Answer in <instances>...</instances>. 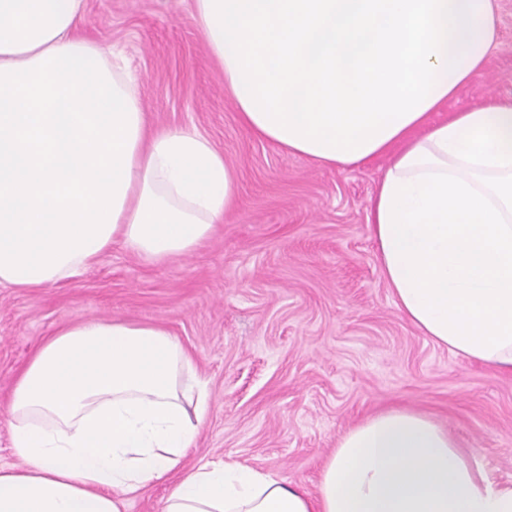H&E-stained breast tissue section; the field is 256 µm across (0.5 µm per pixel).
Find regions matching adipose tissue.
I'll return each instance as SVG.
<instances>
[{"instance_id":"obj_1","label":"adipose tissue","mask_w":512,"mask_h":512,"mask_svg":"<svg viewBox=\"0 0 512 512\" xmlns=\"http://www.w3.org/2000/svg\"><path fill=\"white\" fill-rule=\"evenodd\" d=\"M242 126L328 167L389 164L367 208L381 274L423 336L512 374V100L430 123L485 68L495 0H192ZM86 0H0V285L71 279L115 243L193 253L238 201L198 131L153 128ZM210 409L193 356L158 324L86 319L18 373L0 512H124L173 471L163 512H512L425 413L347 431L316 493L238 461L183 469Z\"/></svg>"}]
</instances>
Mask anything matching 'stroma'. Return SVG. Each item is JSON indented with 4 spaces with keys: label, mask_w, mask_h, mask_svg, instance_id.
<instances>
[{
    "label": "stroma",
    "mask_w": 512,
    "mask_h": 512,
    "mask_svg": "<svg viewBox=\"0 0 512 512\" xmlns=\"http://www.w3.org/2000/svg\"><path fill=\"white\" fill-rule=\"evenodd\" d=\"M496 22L485 69L432 121L512 97V0H497ZM81 34L125 55L155 126L212 141L240 199L190 256L154 263L118 244L67 282L0 286V463L15 461L12 382L39 344L85 319H127L165 326L208 381L210 413L184 467L230 458L312 491L350 428L411 407L512 481V375L422 336L380 274L366 216L387 159L324 167L251 135L192 0H87Z\"/></svg>",
    "instance_id": "obj_1"
}]
</instances>
